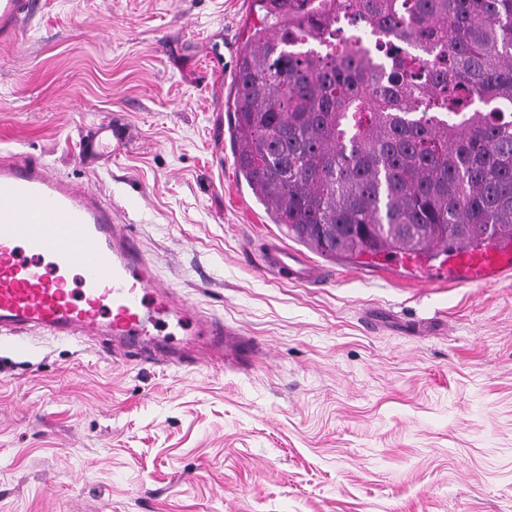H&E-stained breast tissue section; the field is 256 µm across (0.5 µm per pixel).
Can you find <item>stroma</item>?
Masks as SVG:
<instances>
[{
  "instance_id": "35a3bbf8",
  "label": "stroma",
  "mask_w": 512,
  "mask_h": 512,
  "mask_svg": "<svg viewBox=\"0 0 512 512\" xmlns=\"http://www.w3.org/2000/svg\"><path fill=\"white\" fill-rule=\"evenodd\" d=\"M254 0H31L0 151L88 185L159 283L257 340L247 370L0 337V512H512V271L490 287L318 254L236 175L225 94ZM111 123L123 145L79 144ZM328 266L266 271L269 243Z\"/></svg>"
}]
</instances>
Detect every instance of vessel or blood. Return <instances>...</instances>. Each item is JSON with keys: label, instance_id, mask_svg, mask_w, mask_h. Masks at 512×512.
Returning a JSON list of instances; mask_svg holds the SVG:
<instances>
[{"label": "vessel or blood", "instance_id": "obj_1", "mask_svg": "<svg viewBox=\"0 0 512 512\" xmlns=\"http://www.w3.org/2000/svg\"><path fill=\"white\" fill-rule=\"evenodd\" d=\"M27 5L0 0V38L13 36ZM117 136L111 124L99 125L82 141V156L111 148ZM264 263L281 277L305 283L318 277L317 265L277 244L269 245ZM75 268L82 285L76 294L69 287ZM510 270L512 244L460 246L450 256L447 276L489 284ZM164 313L193 320L209 348L161 353L144 346L148 326ZM26 327L66 339L103 327L125 356L144 364L197 367L218 361L232 367L259 352L250 337L160 287L152 262L96 192L54 176L42 164L1 153L0 335Z\"/></svg>", "mask_w": 512, "mask_h": 512}]
</instances>
